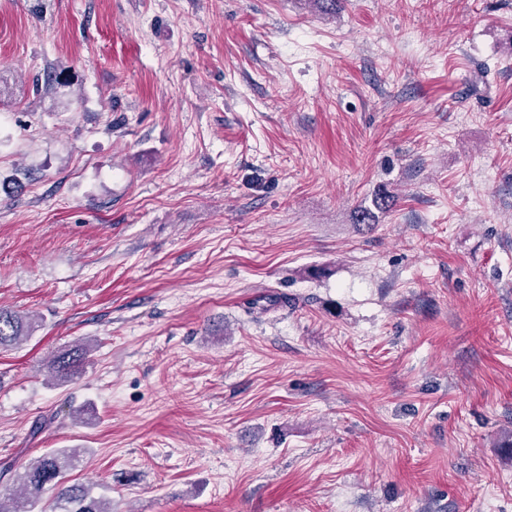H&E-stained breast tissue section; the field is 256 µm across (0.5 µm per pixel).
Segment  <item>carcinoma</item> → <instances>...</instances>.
I'll return each instance as SVG.
<instances>
[{"mask_svg":"<svg viewBox=\"0 0 512 512\" xmlns=\"http://www.w3.org/2000/svg\"><path fill=\"white\" fill-rule=\"evenodd\" d=\"M373 207L360 206L354 211L356 224H371L375 211L386 212L394 204V199L386 192L375 196ZM31 326L18 313L0 308V348L19 343L28 335ZM84 353L80 350L54 357L49 369L57 376L67 378L74 374L82 363ZM80 454L76 448H64L45 453L31 462L18 475L20 493L11 499L0 497V512H32L38 504L40 495L48 486L58 489L54 512H112L111 502L102 496H94L83 486L66 484L67 475Z\"/></svg>","mask_w":512,"mask_h":512,"instance_id":"1","label":"carcinoma"}]
</instances>
